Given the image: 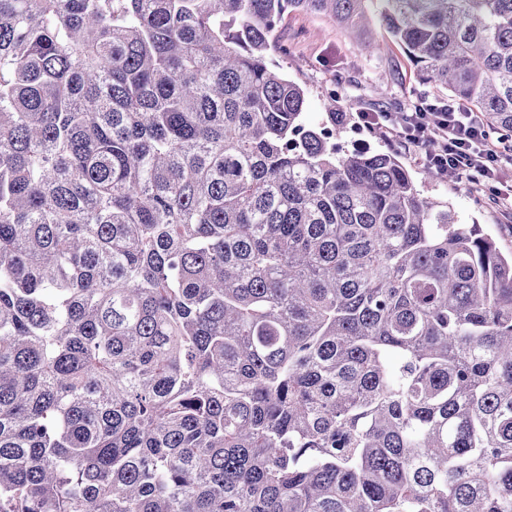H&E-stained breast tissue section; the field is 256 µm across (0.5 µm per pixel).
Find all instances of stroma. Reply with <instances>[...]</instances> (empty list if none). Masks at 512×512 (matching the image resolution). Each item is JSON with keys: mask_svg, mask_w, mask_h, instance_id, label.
<instances>
[{"mask_svg": "<svg viewBox=\"0 0 512 512\" xmlns=\"http://www.w3.org/2000/svg\"><path fill=\"white\" fill-rule=\"evenodd\" d=\"M270 58L306 93L305 119L327 122L330 95L341 100L337 140L347 148L394 150L425 196L448 203L462 224H478L512 251V204L498 199L480 180L457 183L429 177L412 153L392 148L379 130L360 125L359 112H410L418 98L444 96L443 88L420 83L403 48L379 19L348 29L323 14L285 10L274 33Z\"/></svg>", "mask_w": 512, "mask_h": 512, "instance_id": "obj_1", "label": "stroma"}]
</instances>
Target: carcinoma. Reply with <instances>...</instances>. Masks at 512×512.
I'll use <instances>...</instances> for the list:
<instances>
[{
	"label": "carcinoma",
	"mask_w": 512,
	"mask_h": 512,
	"mask_svg": "<svg viewBox=\"0 0 512 512\" xmlns=\"http://www.w3.org/2000/svg\"><path fill=\"white\" fill-rule=\"evenodd\" d=\"M286 5L512 148V0H0V512H512V254L306 124Z\"/></svg>",
	"instance_id": "1"
}]
</instances>
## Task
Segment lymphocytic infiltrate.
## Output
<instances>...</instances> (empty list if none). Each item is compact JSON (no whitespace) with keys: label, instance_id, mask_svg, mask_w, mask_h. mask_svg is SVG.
Segmentation results:
<instances>
[{"label":"lymphocytic infiltrate","instance_id":"f902f5d3","mask_svg":"<svg viewBox=\"0 0 512 512\" xmlns=\"http://www.w3.org/2000/svg\"><path fill=\"white\" fill-rule=\"evenodd\" d=\"M358 118L364 127L382 130L390 143L412 152L449 182L475 173L497 196L512 198V183L502 177L506 166H512V154L500 151L480 113L463 101H424L412 112H362Z\"/></svg>","mask_w":512,"mask_h":512}]
</instances>
